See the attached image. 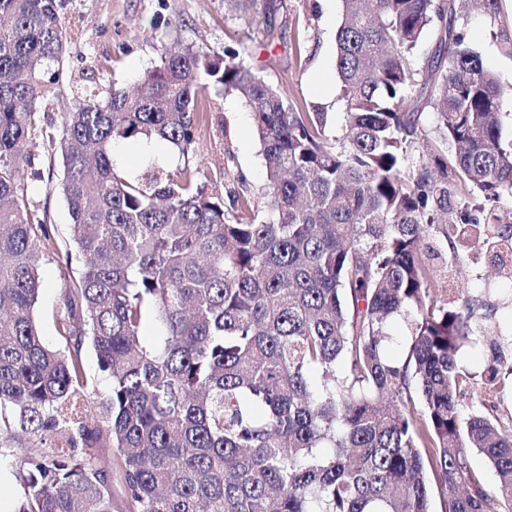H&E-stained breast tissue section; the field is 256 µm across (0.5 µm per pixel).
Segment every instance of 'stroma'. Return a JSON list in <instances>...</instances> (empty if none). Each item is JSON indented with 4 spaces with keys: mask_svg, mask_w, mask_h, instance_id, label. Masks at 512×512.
<instances>
[{
    "mask_svg": "<svg viewBox=\"0 0 512 512\" xmlns=\"http://www.w3.org/2000/svg\"><path fill=\"white\" fill-rule=\"evenodd\" d=\"M64 17L81 30L69 44L64 73L89 67L102 83H132L164 51L158 32L173 27L186 42H203L219 52L228 46L244 49L245 60L268 82L301 105L323 107L330 114L332 133L341 132L344 102L335 70L341 0H287L271 41L264 39L261 26L247 28L225 10L224 0H69ZM459 22L485 64L503 85L512 86V57L500 50L501 40L512 39V0H505L497 16L474 12ZM207 99L193 153L182 157L163 143L125 141L116 150L120 168L131 177L151 164L167 171L184 169L210 196L259 198L265 173L248 107L240 98L213 91ZM32 151L41 169L53 175L40 182L25 180L24 188L37 212L46 214L59 232H67L71 217L58 188L60 150L39 137ZM40 271L43 289L36 317L45 344L52 347L57 342L50 312L60 297L58 259L43 257Z\"/></svg>",
    "mask_w": 512,
    "mask_h": 512,
    "instance_id": "stroma-1",
    "label": "stroma"
}]
</instances>
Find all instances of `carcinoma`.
I'll list each match as a JSON object with an SVG mask.
<instances>
[{
	"label": "carcinoma",
	"instance_id": "obj_1",
	"mask_svg": "<svg viewBox=\"0 0 512 512\" xmlns=\"http://www.w3.org/2000/svg\"><path fill=\"white\" fill-rule=\"evenodd\" d=\"M342 2L339 137L328 113L289 101L240 50L169 32L177 48L132 91L90 69L70 77L62 235L34 218L21 181L77 30L62 22L65 0H0V459L24 489L16 512H431L434 490L443 512H512V412L464 414L471 374L459 363L489 342L484 380L512 397V336L493 306L434 294L429 244L445 240L460 267L459 247L475 242L512 286L496 264L512 250L497 213L512 202L509 89L459 24L461 0ZM225 5L274 38L283 0ZM211 87L251 111L263 219L190 175L132 180L114 163L116 143L134 138L195 150ZM48 255L64 264L54 349L36 320ZM148 310L163 327L154 344ZM402 314L399 361L387 345ZM88 345L110 381L101 398ZM106 447L120 500L99 464ZM472 451L493 487L469 469Z\"/></svg>",
	"mask_w": 512,
	"mask_h": 512
}]
</instances>
